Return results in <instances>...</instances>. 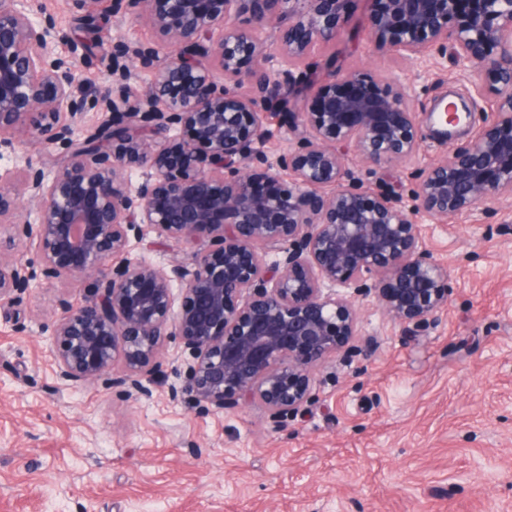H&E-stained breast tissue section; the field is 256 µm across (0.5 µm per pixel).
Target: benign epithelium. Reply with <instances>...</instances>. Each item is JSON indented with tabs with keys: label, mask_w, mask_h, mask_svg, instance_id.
Wrapping results in <instances>:
<instances>
[{
	"label": "benign epithelium",
	"mask_w": 512,
	"mask_h": 512,
	"mask_svg": "<svg viewBox=\"0 0 512 512\" xmlns=\"http://www.w3.org/2000/svg\"><path fill=\"white\" fill-rule=\"evenodd\" d=\"M372 2L376 48L407 61L449 52L495 96L473 137L429 168L408 167L424 120L370 72L327 79L311 107L288 108L284 87L308 89L293 70L336 40L347 0H128L156 42L112 41V83L94 93L76 84L86 47L36 0H0V153L16 158L0 175V223L39 248L37 269L0 258V302L40 276L99 282L76 307L60 301L50 345L61 383L147 396L174 336L175 370L197 401L222 411L257 401L279 422L308 402L316 363L355 335L353 296L374 295L410 333L448 307V270L423 249L418 219L512 200V0ZM274 22L287 63L277 72L259 37ZM68 40L70 54L54 55ZM136 68L153 85L133 101ZM273 101L291 138L272 161L258 144ZM95 108L104 118L75 141ZM471 114L451 101L427 121L451 139ZM23 137L65 147L61 169L50 176L16 154ZM351 149L402 172L413 204L346 168ZM25 196L37 202L33 221ZM150 232L193 247L190 263L130 259L132 239Z\"/></svg>",
	"instance_id": "obj_1"
}]
</instances>
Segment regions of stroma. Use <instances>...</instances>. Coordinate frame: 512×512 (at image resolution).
Here are the masks:
<instances>
[{"instance_id": "35a3bbf8", "label": "stroma", "mask_w": 512, "mask_h": 512, "mask_svg": "<svg viewBox=\"0 0 512 512\" xmlns=\"http://www.w3.org/2000/svg\"><path fill=\"white\" fill-rule=\"evenodd\" d=\"M113 0L93 8L107 37L150 43L153 28ZM317 46L320 77L383 76L427 115L447 94L473 105L472 128L429 133L413 167L448 158L493 106L474 76L432 52L405 62L369 41V0ZM348 167L411 198L394 170ZM424 248L447 266L448 307L418 334L374 297L356 298V333L315 368L311 399L275 425L261 403L224 411L172 395L179 354L167 343L148 397L62 385L49 350L62 316L92 294L37 279L0 303V512H512V203L419 221Z\"/></svg>"}]
</instances>
